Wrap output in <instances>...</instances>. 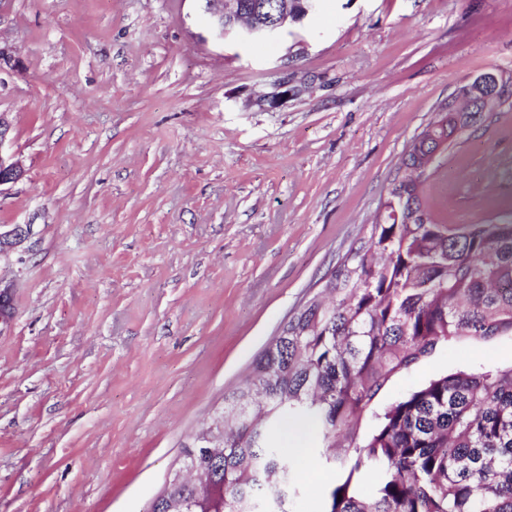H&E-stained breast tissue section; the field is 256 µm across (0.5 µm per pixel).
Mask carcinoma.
<instances>
[{
	"label": "carcinoma",
	"mask_w": 512,
	"mask_h": 512,
	"mask_svg": "<svg viewBox=\"0 0 512 512\" xmlns=\"http://www.w3.org/2000/svg\"><path fill=\"white\" fill-rule=\"evenodd\" d=\"M428 128L406 159L424 149ZM224 394L213 493L171 482L150 512H289L295 459L276 433L316 429L338 473L325 512H512V365L439 374L378 411L374 399L439 345L512 334V212L482 224L391 217L371 225L325 284ZM376 424L363 435L366 414ZM375 478L364 497L359 484Z\"/></svg>",
	"instance_id": "obj_1"
}]
</instances>
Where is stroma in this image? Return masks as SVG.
Listing matches in <instances>:
<instances>
[{"label":"stroma","mask_w":512,"mask_h":512,"mask_svg":"<svg viewBox=\"0 0 512 512\" xmlns=\"http://www.w3.org/2000/svg\"><path fill=\"white\" fill-rule=\"evenodd\" d=\"M24 178L0 225V512H145L263 344L380 218L402 154L471 77L512 72V0H318L273 40L206 0H0ZM450 224L512 209V104L439 159ZM512 365V336L438 348ZM336 475L302 477L321 512ZM6 226L8 224L0 225V257L17 248L31 232L30 225L27 224H13L10 229L2 230Z\"/></svg>","instance_id":"35a3bbf8"}]
</instances>
